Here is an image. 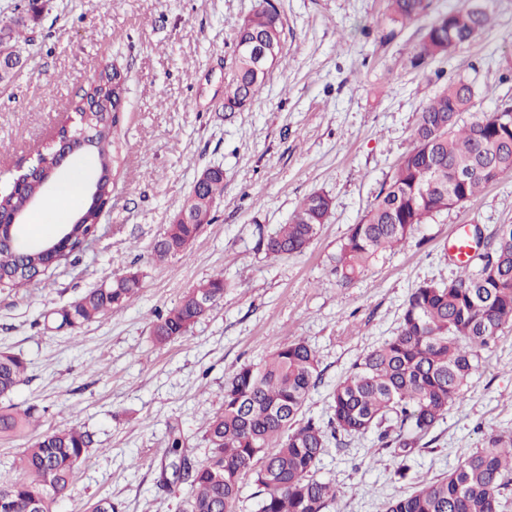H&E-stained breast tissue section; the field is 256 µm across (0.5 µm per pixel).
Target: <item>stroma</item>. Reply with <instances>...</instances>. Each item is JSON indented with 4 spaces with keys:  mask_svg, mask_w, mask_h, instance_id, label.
Here are the masks:
<instances>
[{
    "mask_svg": "<svg viewBox=\"0 0 512 512\" xmlns=\"http://www.w3.org/2000/svg\"><path fill=\"white\" fill-rule=\"evenodd\" d=\"M275 2L284 54L253 107L230 117L222 109L225 67L258 0H49L22 72L0 87L2 190L66 119L95 70L116 63L128 79L120 165L95 239L44 283L0 290V350L28 363L0 407L31 410L39 422L0 436V474L15 475L38 432L76 424L94 434L53 512H87L104 497L122 512H184L187 485L161 480L173 460L169 430H182L188 455L203 460L206 425L233 370L259 363L282 340H307L322 381L304 412L327 419L336 383L396 333L411 289L458 274L449 238L512 224L509 172L420 225L353 282L332 272L352 224L412 148L422 108L447 82L472 87L464 121L512 106V0H432V13L478 6L492 21L419 69L410 59L429 16L404 26L390 21L386 0ZM209 166L224 170L213 222L184 257L153 262L154 240ZM316 190L333 200L318 238L297 255L266 254L260 236L287 223ZM127 269L142 273L143 288L125 309L44 330V312ZM218 272L227 282L223 299L185 337L155 345V311ZM496 431H512V322L482 350L463 401L416 448L405 482L392 480L394 460L372 434L329 447L320 474L336 490V512H381L384 501L447 472Z\"/></svg>",
    "mask_w": 512,
    "mask_h": 512,
    "instance_id": "1",
    "label": "stroma"
}]
</instances>
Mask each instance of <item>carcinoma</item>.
<instances>
[{
	"instance_id": "carcinoma-1",
	"label": "carcinoma",
	"mask_w": 512,
	"mask_h": 512,
	"mask_svg": "<svg viewBox=\"0 0 512 512\" xmlns=\"http://www.w3.org/2000/svg\"><path fill=\"white\" fill-rule=\"evenodd\" d=\"M431 0H388L389 17L401 25L428 14ZM488 22L478 7L444 10L427 27L411 59L418 68L445 56L468 41ZM30 24L12 18L0 53L23 57ZM284 23L273 0H260L241 23L224 76V111L252 107L270 70L284 51ZM115 66H105L87 82L66 111L77 126L93 132L96 166L106 172L94 193L85 183L90 203L72 213L102 208L112 198V168L120 140L118 112L123 101L115 92ZM472 87L463 80L448 83L419 113L414 145L382 185L360 222L351 226L335 258L333 273L342 283L365 273L378 254L405 242L435 215L474 198L480 189L512 172V109L503 108L469 123L461 114L472 107ZM34 177L23 189L0 193V210L20 212L30 200L40 201L43 188ZM224 195V175L213 173L203 187H193L173 218L196 214L191 223H170L153 243L158 261L182 256L185 244L213 220L211 204ZM332 208L329 195L315 191L298 204L289 222L260 238L274 257L303 252L318 236ZM93 223L77 229L56 263L77 257ZM477 265L461 267L447 282L424 281L403 304L397 333L355 360L332 393L331 414L323 424L304 417L311 391L321 381L317 352L303 339L278 344L261 362L240 366L224 385L220 412L208 422V455L200 463L182 451L184 437L169 429L176 461L172 479L187 485L189 512H238L246 484L256 486L258 512H326L336 490L319 476L330 440L378 433L396 461L393 476L406 478V460L443 419L450 405L464 398L480 351L489 347L512 321V224L500 227L482 242ZM37 246L19 241L0 243V273L8 275L0 289L17 288L41 279L48 267L33 254ZM143 288L142 275L122 271L53 312L58 327H77L125 308ZM227 283L217 274L189 289L179 303L156 317L151 335L157 344L184 337L190 327L224 298ZM24 360L0 352V397L22 381ZM31 412L0 410V434L20 432ZM94 444L93 434L78 426L41 434L18 461L23 477L0 476V512H52L57 497L69 486ZM512 489V433H490L481 447L444 475L421 482L416 490L384 502V512H500L505 492Z\"/></svg>"
}]
</instances>
